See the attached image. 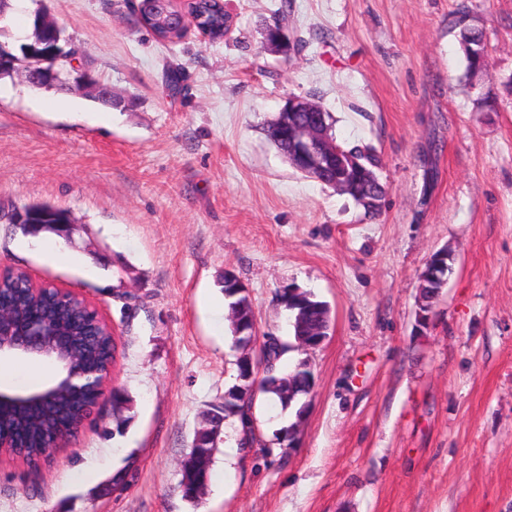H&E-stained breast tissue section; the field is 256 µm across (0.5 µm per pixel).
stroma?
Returning <instances> with one entry per match:
<instances>
[{"label":"stroma","mask_w":512,"mask_h":512,"mask_svg":"<svg viewBox=\"0 0 512 512\" xmlns=\"http://www.w3.org/2000/svg\"><path fill=\"white\" fill-rule=\"evenodd\" d=\"M40 6L117 104L0 79V268L84 298L118 353L71 447L36 470L0 455V512H512V0H224L223 40L168 45L134 0H16L0 43H24ZM278 20L298 51L265 41ZM291 96L374 149L378 218L265 135ZM37 202L71 211L72 241L8 221ZM444 247L419 333L420 275ZM228 268L260 335L291 340V285L328 304L330 330L280 361L311 365L303 419L256 401L261 438L295 422L298 447L235 451L225 429L189 498L201 413L235 382ZM484 34L482 29L475 27V26H465L460 32V41L461 44L463 43H471L475 44L478 41H483ZM481 58L476 55H467V63H468V69L471 72H474L476 68L481 64V59L485 62L486 59V45L483 41L481 43V50H480Z\"/></svg>","instance_id":"1"}]
</instances>
